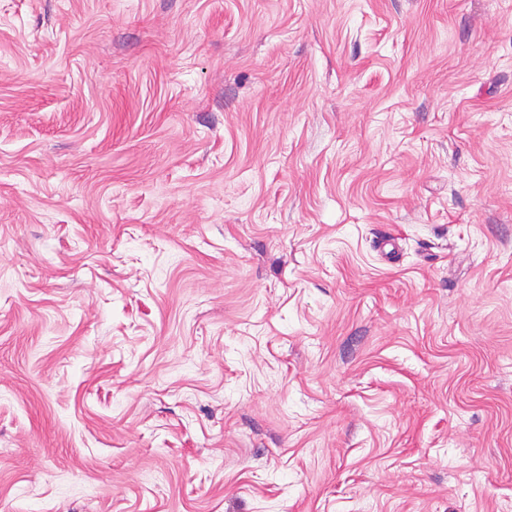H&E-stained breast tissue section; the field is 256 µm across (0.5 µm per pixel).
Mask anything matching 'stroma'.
Wrapping results in <instances>:
<instances>
[{
    "label": "stroma",
    "instance_id": "obj_1",
    "mask_svg": "<svg viewBox=\"0 0 512 512\" xmlns=\"http://www.w3.org/2000/svg\"><path fill=\"white\" fill-rule=\"evenodd\" d=\"M0 512H512V0H0Z\"/></svg>",
    "mask_w": 512,
    "mask_h": 512
}]
</instances>
